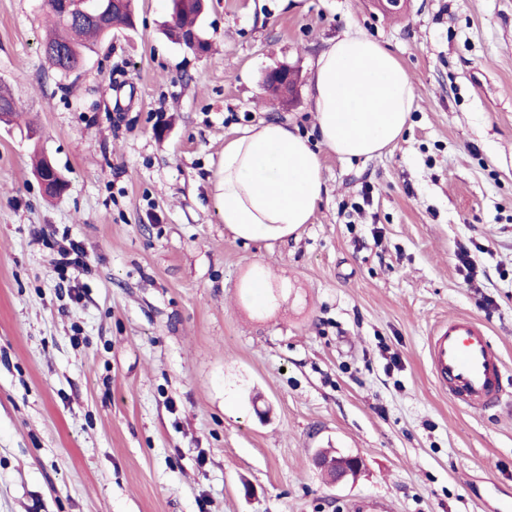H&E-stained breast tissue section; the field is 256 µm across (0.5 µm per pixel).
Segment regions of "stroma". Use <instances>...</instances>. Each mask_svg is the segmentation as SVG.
I'll return each instance as SVG.
<instances>
[{
	"label": "stroma",
	"mask_w": 512,
	"mask_h": 512,
	"mask_svg": "<svg viewBox=\"0 0 512 512\" xmlns=\"http://www.w3.org/2000/svg\"><path fill=\"white\" fill-rule=\"evenodd\" d=\"M403 3L207 0L198 56L164 34L171 0H136L135 29L64 78L44 0H0V87L21 109L0 123V512L512 501V0ZM352 30L408 73L404 133L368 160L322 151L326 191L295 233L236 236L225 141L263 121L312 133L313 64ZM282 65L289 104L263 87ZM70 244L84 263L59 269ZM456 315L502 358L481 411L429 368ZM319 448L360 456V476L329 484ZM264 81L269 83L268 87L273 92L277 93V91H279V87L282 93L290 97L295 91L298 82V74L292 67L279 66L267 71L264 77ZM273 84L277 85L278 87L274 86Z\"/></svg>",
	"instance_id": "35a3bbf8"
}]
</instances>
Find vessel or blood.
<instances>
[{
  "instance_id": "obj_1",
  "label": "vessel or blood",
  "mask_w": 512,
  "mask_h": 512,
  "mask_svg": "<svg viewBox=\"0 0 512 512\" xmlns=\"http://www.w3.org/2000/svg\"><path fill=\"white\" fill-rule=\"evenodd\" d=\"M429 364L438 386L459 403L482 410L500 399L502 361L486 327L469 316L440 324L428 343Z\"/></svg>"
}]
</instances>
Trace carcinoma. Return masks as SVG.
<instances>
[{
    "label": "carcinoma",
    "mask_w": 512,
    "mask_h": 512,
    "mask_svg": "<svg viewBox=\"0 0 512 512\" xmlns=\"http://www.w3.org/2000/svg\"><path fill=\"white\" fill-rule=\"evenodd\" d=\"M47 8L56 17L55 32L43 45L45 59L62 77L79 71L87 54L94 51L97 41L106 38L117 29L134 28V0H123L120 7L112 8V0H106V9L99 17L65 13L56 6V0H46ZM203 0H173L171 23L167 36L185 32L201 33L198 20L203 13Z\"/></svg>",
    "instance_id": "carcinoma-1"
}]
</instances>
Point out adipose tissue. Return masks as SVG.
<instances>
[{
  "label": "adipose tissue",
  "mask_w": 512,
  "mask_h": 512,
  "mask_svg": "<svg viewBox=\"0 0 512 512\" xmlns=\"http://www.w3.org/2000/svg\"><path fill=\"white\" fill-rule=\"evenodd\" d=\"M310 94L320 147L282 122L224 145L223 223L241 238H276L310 223L325 191L320 149L345 161L375 157L402 135L415 107L406 70L361 31L317 57Z\"/></svg>",
  "instance_id": "1"
}]
</instances>
